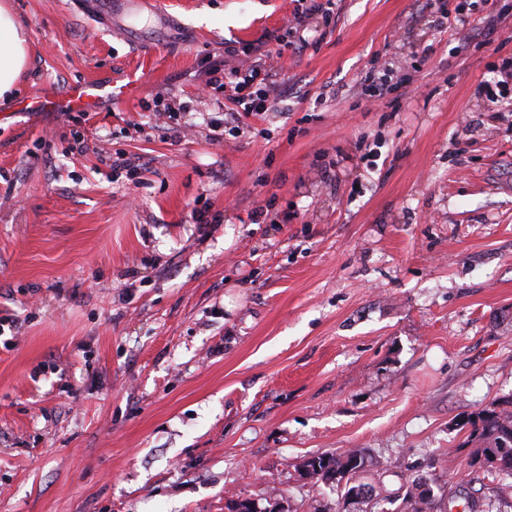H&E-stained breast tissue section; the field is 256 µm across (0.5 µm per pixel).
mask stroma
Wrapping results in <instances>:
<instances>
[{"mask_svg": "<svg viewBox=\"0 0 512 512\" xmlns=\"http://www.w3.org/2000/svg\"><path fill=\"white\" fill-rule=\"evenodd\" d=\"M0 512H338L303 459L475 496L469 419L512 395V0H153L127 44L80 0H7ZM468 25L448 29L444 9ZM259 48L271 111L226 133ZM374 83H365V73ZM95 77V112H20ZM294 2L298 3L296 9L294 10V23H292V25L289 26L285 34L277 38V43L280 47L275 51V53L279 57L282 56L283 50L285 48L290 47L291 45H295L293 41L287 38H290L293 35V30H298V26H300L304 14L310 11H329V9H326V7L322 3H318L317 0H294ZM307 2H310L309 6L303 8V5L306 4ZM28 63L27 38L7 4H0V98L14 91Z\"/></svg>", "mask_w": 512, "mask_h": 512, "instance_id": "35a3bbf8", "label": "stroma"}]
</instances>
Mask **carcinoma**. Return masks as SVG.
Segmentation results:
<instances>
[{"label":"carcinoma","instance_id":"1","mask_svg":"<svg viewBox=\"0 0 512 512\" xmlns=\"http://www.w3.org/2000/svg\"><path fill=\"white\" fill-rule=\"evenodd\" d=\"M471 441L476 444L474 461L485 466L494 475V496L503 498L512 493V396L483 410L471 421ZM505 451L506 468L494 465L487 451ZM312 469L310 480L325 485L342 486V509L365 503L369 508L360 512H380L381 503L400 502L397 512H448L447 503L456 497L448 483L431 487L423 475L404 479L403 484L390 496H380L374 487L360 481L367 471L369 460L361 449H346L321 453L304 459Z\"/></svg>","mask_w":512,"mask_h":512}]
</instances>
